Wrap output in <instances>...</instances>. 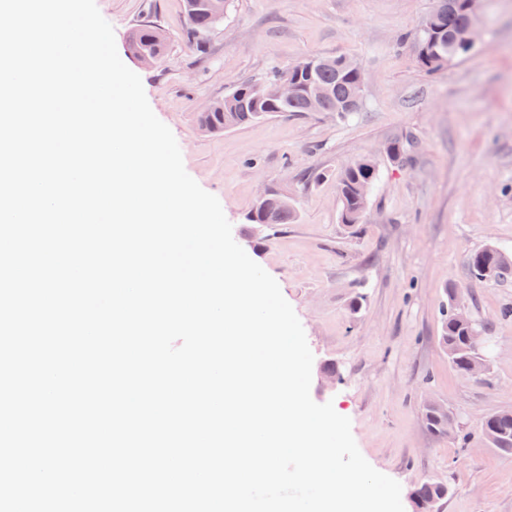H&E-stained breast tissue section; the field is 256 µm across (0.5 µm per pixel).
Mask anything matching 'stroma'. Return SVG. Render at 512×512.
<instances>
[{"mask_svg": "<svg viewBox=\"0 0 512 512\" xmlns=\"http://www.w3.org/2000/svg\"><path fill=\"white\" fill-rule=\"evenodd\" d=\"M117 47L149 19L170 37L163 69L132 58L154 114L172 131L187 173L215 195L234 240L279 284L314 355L310 395L351 421L364 458L402 486L450 484L439 512H512V455L489 447L488 414L512 410V282L471 276L469 251L512 254V0H484L479 40L435 75L422 71L407 34L437 0H231L222 23L187 39L182 0H96ZM346 56L367 74L364 106L275 116L202 135L196 114L235 83L307 55ZM400 132L415 141L409 165L383 151ZM373 157L362 224L339 222L337 184L350 161ZM287 183L300 218L258 239L245 217L263 185ZM486 327L481 380L455 371L439 342L447 289ZM359 311H351V301ZM340 379L326 389L325 363ZM453 412L460 437L422 420L426 404Z\"/></svg>", "mask_w": 512, "mask_h": 512, "instance_id": "1", "label": "stroma"}]
</instances>
